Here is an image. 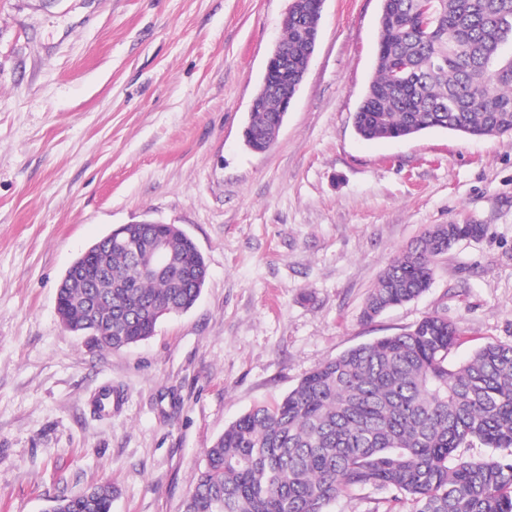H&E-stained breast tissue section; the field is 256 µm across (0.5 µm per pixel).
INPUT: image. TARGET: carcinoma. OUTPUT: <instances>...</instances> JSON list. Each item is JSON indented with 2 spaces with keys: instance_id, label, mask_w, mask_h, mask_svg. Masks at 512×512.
<instances>
[{
  "instance_id": "obj_1",
  "label": "carcinoma",
  "mask_w": 512,
  "mask_h": 512,
  "mask_svg": "<svg viewBox=\"0 0 512 512\" xmlns=\"http://www.w3.org/2000/svg\"><path fill=\"white\" fill-rule=\"evenodd\" d=\"M318 17L294 10L280 46L288 74L307 59L302 31ZM373 81L354 124L362 138H409L441 129L512 134V0H382ZM280 95L250 113L246 146L268 150ZM167 240L173 260L204 270L195 242L170 224H129ZM482 224L426 231L382 272L363 318L408 303L431 285L436 259L477 240ZM135 256L102 238L67 270L57 312L84 325L91 350L149 338L162 314L191 309L201 289L138 277ZM103 305L91 323L86 305ZM462 329L429 314L409 330L352 347L311 369L281 400L254 406L205 451L184 512H327L354 488L383 490L387 512H512V344L488 342L448 364ZM480 444L499 454L475 456ZM112 485L56 501L52 512H112Z\"/></svg>"
}]
</instances>
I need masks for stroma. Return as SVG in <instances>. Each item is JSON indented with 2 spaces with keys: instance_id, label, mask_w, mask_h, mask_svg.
<instances>
[{
  "instance_id": "35a3bbf8",
  "label": "stroma",
  "mask_w": 512,
  "mask_h": 512,
  "mask_svg": "<svg viewBox=\"0 0 512 512\" xmlns=\"http://www.w3.org/2000/svg\"><path fill=\"white\" fill-rule=\"evenodd\" d=\"M288 6L0 0V512H49L101 482L112 512H183L225 427L318 363L431 313L465 331L450 363L512 343V137L361 139L381 0H325L279 136L250 151ZM146 218L194 240L201 296L147 340L88 351L60 324L58 285ZM437 224L486 232L365 321L380 273Z\"/></svg>"
}]
</instances>
